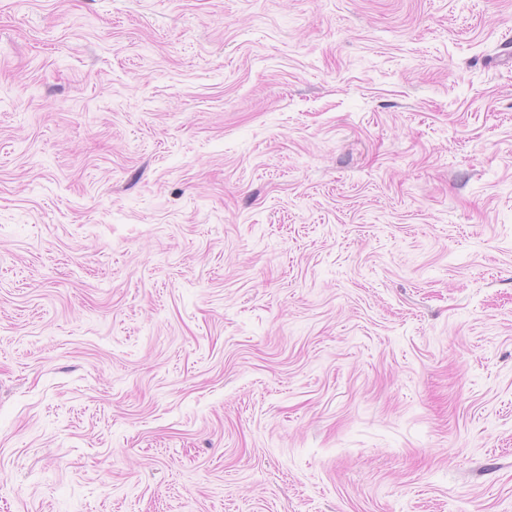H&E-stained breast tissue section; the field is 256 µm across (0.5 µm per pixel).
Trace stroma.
Instances as JSON below:
<instances>
[{"label":"stroma","mask_w":512,"mask_h":512,"mask_svg":"<svg viewBox=\"0 0 512 512\" xmlns=\"http://www.w3.org/2000/svg\"><path fill=\"white\" fill-rule=\"evenodd\" d=\"M0 512H512V0H0Z\"/></svg>","instance_id":"stroma-1"}]
</instances>
